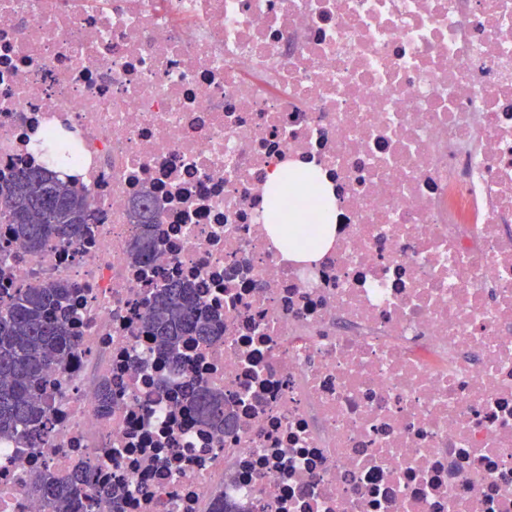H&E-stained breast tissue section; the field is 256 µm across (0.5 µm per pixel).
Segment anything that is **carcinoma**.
Segmentation results:
<instances>
[{
  "mask_svg": "<svg viewBox=\"0 0 512 512\" xmlns=\"http://www.w3.org/2000/svg\"><path fill=\"white\" fill-rule=\"evenodd\" d=\"M131 209L134 222L151 234L157 202L149 194ZM0 217L26 247L39 253L56 243L70 246L87 230L90 199L65 172L46 168L0 174ZM73 286L46 281L0 298V437L22 433L35 436L43 428L47 407L36 395L41 375L65 360L72 347L70 334ZM199 288L189 281L168 280L149 289L142 322L158 352L181 366L179 347L192 338L205 343L218 331V317L199 312ZM226 400L202 382H191L184 410L194 421L224 434L234 431V417L225 416ZM42 484L54 512H70L74 483L46 473Z\"/></svg>",
  "mask_w": 512,
  "mask_h": 512,
  "instance_id": "carcinoma-1",
  "label": "carcinoma"
}]
</instances>
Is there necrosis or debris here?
<instances>
[{"label": "necrosis or debris", "instance_id": "4bbe7bcc", "mask_svg": "<svg viewBox=\"0 0 512 512\" xmlns=\"http://www.w3.org/2000/svg\"><path fill=\"white\" fill-rule=\"evenodd\" d=\"M54 150L90 230L0 223V291L71 283L73 346L41 443L0 437V512H49L47 468L74 512H512V0H0V171ZM298 161L336 193L312 264L263 217ZM168 278L223 318L181 372L141 322ZM131 203H138L142 208V211H140L135 209L134 205L132 204L131 206L133 209H130V211L135 224L140 226V231H145L151 241V249L139 250L133 246L132 254L134 258L139 262L143 263L144 265H149L153 261L155 254V246L151 230L156 220L157 202L150 194H146L141 196V198L132 201ZM229 406L221 393L201 381L193 380L184 398V410L196 423L208 425L223 434L234 431V416L225 417L224 407Z\"/></svg>", "mask_w": 512, "mask_h": 512}]
</instances>
